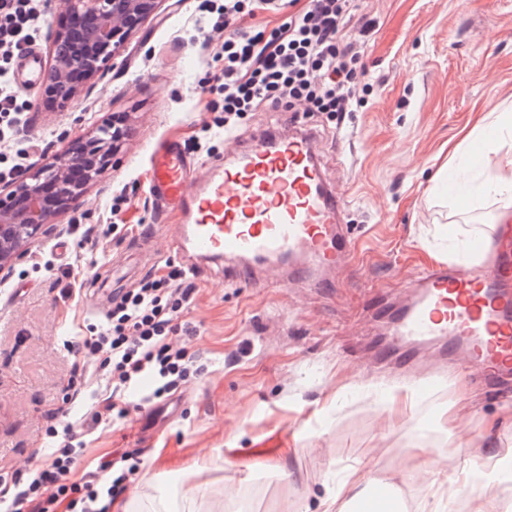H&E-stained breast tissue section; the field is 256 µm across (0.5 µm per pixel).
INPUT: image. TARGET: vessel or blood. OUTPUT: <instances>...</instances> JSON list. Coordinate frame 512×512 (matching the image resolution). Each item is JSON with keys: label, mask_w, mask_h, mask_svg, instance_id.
<instances>
[{"label": "vessel or blood", "mask_w": 512, "mask_h": 512, "mask_svg": "<svg viewBox=\"0 0 512 512\" xmlns=\"http://www.w3.org/2000/svg\"><path fill=\"white\" fill-rule=\"evenodd\" d=\"M47 76L37 50L20 54L19 90ZM148 192L158 211L180 213L173 246L192 257L269 267L308 259L333 268L352 249L341 222L345 201L327 183L309 128L263 131L239 142L232 155L200 166L178 142H161L152 153ZM470 248L490 253V264L480 270L436 264L410 283L404 305L386 310L381 361L414 368L416 347L443 337L446 356L477 366L483 382L512 378V225L496 222L492 239L473 240Z\"/></svg>", "instance_id": "obj_1"}]
</instances>
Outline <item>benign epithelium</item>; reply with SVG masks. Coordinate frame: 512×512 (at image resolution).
Segmentation results:
<instances>
[{
    "mask_svg": "<svg viewBox=\"0 0 512 512\" xmlns=\"http://www.w3.org/2000/svg\"><path fill=\"white\" fill-rule=\"evenodd\" d=\"M162 0H62V12L91 25L58 33L53 44L67 40L64 54L51 52L57 79L80 87L114 62L128 35L159 7ZM110 125L98 127L82 152L70 151L46 164L25 167L8 190H0V273L11 272L38 236L60 218L101 175L119 144Z\"/></svg>",
    "mask_w": 512,
    "mask_h": 512,
    "instance_id": "benign-epithelium-1",
    "label": "benign epithelium"
}]
</instances>
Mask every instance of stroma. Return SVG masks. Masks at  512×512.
Returning <instances> with one entry per match:
<instances>
[{
	"instance_id": "35a3bbf8",
	"label": "stroma",
	"mask_w": 512,
	"mask_h": 512,
	"mask_svg": "<svg viewBox=\"0 0 512 512\" xmlns=\"http://www.w3.org/2000/svg\"><path fill=\"white\" fill-rule=\"evenodd\" d=\"M200 0H162L121 49L116 67L64 100L48 84L27 94L26 122L9 152L20 166L47 163L96 127L127 130L100 179L42 235L27 258L0 279V474L26 479L62 426L78 384L105 387L98 361L74 374L66 342L100 323L147 268L185 267L172 250L179 216L158 215L148 194L152 146L170 137L196 161L225 155L211 87L224 71L223 32L209 51L192 41ZM374 27L365 48L362 103L345 116L279 112L243 116L239 138L273 126L306 124L318 133L323 168L347 202L351 257L327 287L266 281L228 282L224 260L197 261L196 292L180 317L204 372L189 378L163 412L131 410L128 419L88 438L89 453L128 452L139 463L119 498L131 512H322L320 503L347 468L364 466L393 502L377 512H470L468 486H449L434 502L414 469L419 449L441 455L457 474L485 469L483 489L499 512H512V393L475 386L476 370L454 379L435 372L408 381L415 397L407 424L386 398L399 387L371 368L381 304L396 305L430 265L488 262L467 245L490 237L500 201L481 191L487 167L478 117L512 113V0H355ZM125 195L132 233L86 242L82 229L105 223L114 196ZM149 245L154 259L136 254ZM83 265L79 301L64 299L60 269ZM449 411L453 422L442 423ZM213 454L210 469L190 466Z\"/></svg>"
}]
</instances>
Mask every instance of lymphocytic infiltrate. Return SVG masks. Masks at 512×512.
Returning a JSON list of instances; mask_svg holds the SVG:
<instances>
[{"mask_svg":"<svg viewBox=\"0 0 512 512\" xmlns=\"http://www.w3.org/2000/svg\"><path fill=\"white\" fill-rule=\"evenodd\" d=\"M352 0H224L223 11L207 25L225 30L220 47L224 73L217 90L223 97L225 130L237 119L272 105L282 112L340 114L351 111L366 74L362 48L370 23L351 25ZM286 12L273 29L253 25L264 12ZM39 0H0V141L8 142L21 125V93L12 81L13 64L32 47ZM195 291L180 267L148 275L127 291L105 315L102 328L76 337L73 356L99 359L112 390L88 425L89 432L111 427L129 407L155 404L200 373L186 344L174 342L179 318ZM154 385L142 391L145 379ZM52 452L26 482L0 477V512H110V500L123 488L115 474L117 457L104 455L80 480L72 464L86 445L73 424L50 428Z\"/></svg>","mask_w":512,"mask_h":512,"instance_id":"lymphocytic-infiltrate-1","label":"lymphocytic infiltrate"}]
</instances>
